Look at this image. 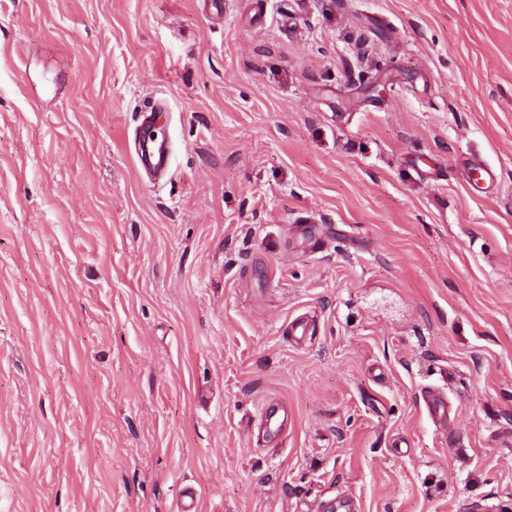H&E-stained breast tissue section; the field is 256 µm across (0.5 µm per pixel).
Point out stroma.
<instances>
[{
  "mask_svg": "<svg viewBox=\"0 0 512 512\" xmlns=\"http://www.w3.org/2000/svg\"><path fill=\"white\" fill-rule=\"evenodd\" d=\"M187 487L512 512V0H0V512ZM139 160L150 166L156 174L165 175L170 161V144L154 132H146L140 142Z\"/></svg>",
  "mask_w": 512,
  "mask_h": 512,
  "instance_id": "1",
  "label": "stroma"
}]
</instances>
